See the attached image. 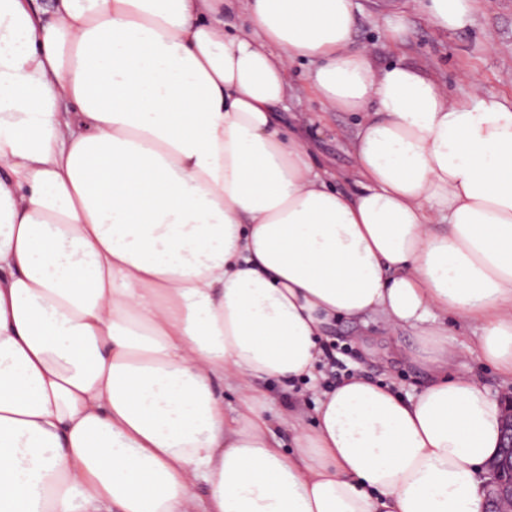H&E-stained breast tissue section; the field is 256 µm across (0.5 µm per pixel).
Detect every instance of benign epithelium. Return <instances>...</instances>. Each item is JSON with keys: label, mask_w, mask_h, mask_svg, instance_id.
Wrapping results in <instances>:
<instances>
[{"label": "benign epithelium", "mask_w": 512, "mask_h": 512, "mask_svg": "<svg viewBox=\"0 0 512 512\" xmlns=\"http://www.w3.org/2000/svg\"><path fill=\"white\" fill-rule=\"evenodd\" d=\"M501 406L500 450L486 466V512H502L505 504L512 507V393L501 397Z\"/></svg>", "instance_id": "obj_1"}]
</instances>
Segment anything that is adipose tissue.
I'll use <instances>...</instances> for the list:
<instances>
[{
	"instance_id": "1",
	"label": "adipose tissue",
	"mask_w": 512,
	"mask_h": 512,
	"mask_svg": "<svg viewBox=\"0 0 512 512\" xmlns=\"http://www.w3.org/2000/svg\"><path fill=\"white\" fill-rule=\"evenodd\" d=\"M417 2L448 31L479 0ZM358 9L0 0V512H485L502 407L448 324L512 379V101L377 66ZM299 60L361 116L355 195L275 110ZM339 318L411 330L428 384L326 389ZM474 335V331L470 327L462 324H448V342L462 352L455 372L473 378L480 386L497 397L512 392L511 384L506 386L494 368L467 353V346L475 341ZM257 386L264 390L269 400L270 413H285L294 408L293 400L288 389L283 387L275 378L257 381Z\"/></svg>"
}]
</instances>
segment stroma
<instances>
[{
    "label": "stroma",
    "mask_w": 512,
    "mask_h": 512,
    "mask_svg": "<svg viewBox=\"0 0 512 512\" xmlns=\"http://www.w3.org/2000/svg\"><path fill=\"white\" fill-rule=\"evenodd\" d=\"M358 3L354 43L374 45L377 65L399 60L428 70L454 98L467 97L477 82L489 92L512 99V0H484L469 27L448 33L436 32L425 12L403 7L400 0ZM396 12L404 17L406 37L394 47L386 42L384 32L389 16ZM307 72V66L293 67L289 95L276 110L292 128L300 115L318 117V132L301 131L303 146L318 166L335 173L338 188L356 192L359 184L349 140L358 118L349 112L324 111L308 85ZM448 341L463 351L456 373L473 378L493 395L507 393V386L494 368L467 354V346L475 341L472 328L449 325ZM413 343L411 330L383 336L375 327L348 319L334 322L324 338L326 348L342 363L341 378L361 374L404 395L417 393L428 379L427 372L404 354Z\"/></svg>",
    "instance_id": "obj_1"
}]
</instances>
